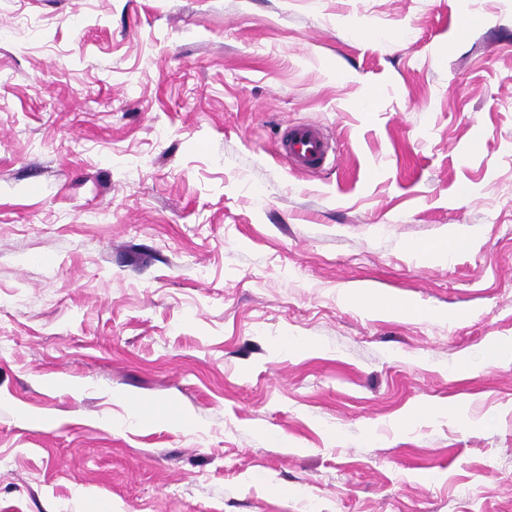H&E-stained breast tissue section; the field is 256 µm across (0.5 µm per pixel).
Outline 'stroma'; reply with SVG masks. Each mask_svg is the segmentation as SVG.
I'll list each match as a JSON object with an SVG mask.
<instances>
[{"label": "stroma", "mask_w": 512, "mask_h": 512, "mask_svg": "<svg viewBox=\"0 0 512 512\" xmlns=\"http://www.w3.org/2000/svg\"><path fill=\"white\" fill-rule=\"evenodd\" d=\"M492 341L512 0H0V512H512ZM283 148L291 163L300 171L315 173L329 159L332 147L314 123H294L286 129ZM408 251L416 258L433 261V262H447L448 255L452 252L447 244L441 246H430L425 244H412L408 247ZM344 297L347 301L351 302L354 300H358V302L361 304L363 308L370 309L373 311L385 312L405 316L408 318H415L419 320L447 319L446 314H438L419 305L376 301L361 295L351 293H346Z\"/></svg>", "instance_id": "obj_1"}]
</instances>
